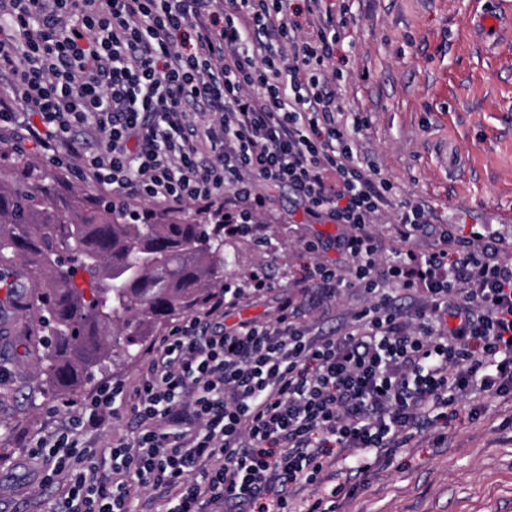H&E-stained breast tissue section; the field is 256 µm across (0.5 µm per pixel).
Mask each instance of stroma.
<instances>
[{
  "mask_svg": "<svg viewBox=\"0 0 512 512\" xmlns=\"http://www.w3.org/2000/svg\"><path fill=\"white\" fill-rule=\"evenodd\" d=\"M351 7L355 21L337 45L348 63L336 92L348 116L368 121L355 136L359 157L394 185L383 223L370 227L382 259L397 244L393 220L408 200L434 213L415 251L437 245L449 224H475L512 244V15L497 0H352ZM485 12L499 14V32H479ZM264 194L254 241L238 245L224 273L225 283L243 290L225 324L272 320L286 293L300 302L312 334L350 322L369 302L363 290L313 298L297 284L304 265L341 261L335 239L345 227L307 223L288 189ZM308 242L316 252L305 251ZM271 266V287L256 288ZM30 326L0 301V512H51L54 490L29 461L27 439L53 430L97 385L133 387L145 359L140 353L95 372L67 401L41 382ZM336 512H512V399L488 402L475 420L460 415L441 444L425 434L397 449L354 495L337 498Z\"/></svg>",
  "mask_w": 512,
  "mask_h": 512,
  "instance_id": "stroma-1",
  "label": "stroma"
}]
</instances>
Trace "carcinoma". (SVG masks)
I'll return each instance as SVG.
<instances>
[{
	"mask_svg": "<svg viewBox=\"0 0 512 512\" xmlns=\"http://www.w3.org/2000/svg\"><path fill=\"white\" fill-rule=\"evenodd\" d=\"M224 214L127 219L100 198L63 191L29 155L0 152V288L44 335L41 379L77 394L88 370L139 352L224 279Z\"/></svg>",
	"mask_w": 512,
	"mask_h": 512,
	"instance_id": "carcinoma-1",
	"label": "carcinoma"
}]
</instances>
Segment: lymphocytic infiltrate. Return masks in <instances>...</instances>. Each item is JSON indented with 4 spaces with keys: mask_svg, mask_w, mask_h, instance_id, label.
<instances>
[{
    "mask_svg": "<svg viewBox=\"0 0 512 512\" xmlns=\"http://www.w3.org/2000/svg\"><path fill=\"white\" fill-rule=\"evenodd\" d=\"M349 0H0V136L31 143L113 202L179 209L223 204L257 216V185L288 188L309 221L346 226L348 266L307 267L305 288L363 289L369 304L337 335L316 336L281 297L274 322L224 324L210 303L148 351L132 389L109 383L65 424L30 441L51 463L56 512H130L132 489L175 512H335L332 449L357 473L485 399L512 398V261L496 238L449 225L444 245L380 261L368 230L392 182L354 157L365 119L343 122L335 85ZM426 299L404 316L394 291ZM128 395L135 437L106 459L81 435Z\"/></svg>",
    "mask_w": 512,
    "mask_h": 512,
    "instance_id": "lymphocytic-infiltrate-1",
    "label": "lymphocytic infiltrate"
}]
</instances>
